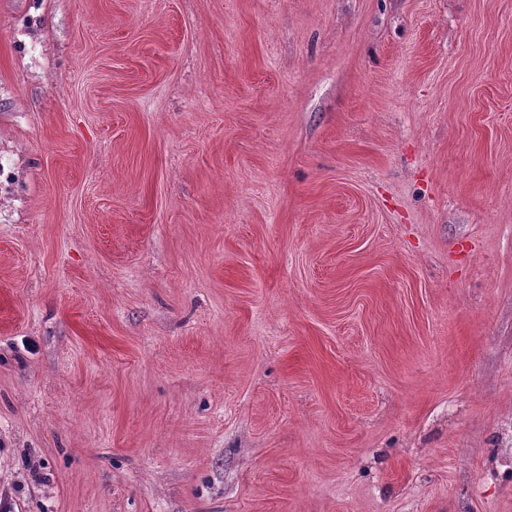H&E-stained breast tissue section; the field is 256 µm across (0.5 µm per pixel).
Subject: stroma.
<instances>
[{
  "label": "stroma",
  "mask_w": 512,
  "mask_h": 512,
  "mask_svg": "<svg viewBox=\"0 0 512 512\" xmlns=\"http://www.w3.org/2000/svg\"><path fill=\"white\" fill-rule=\"evenodd\" d=\"M512 0H0V512H512Z\"/></svg>",
  "instance_id": "1"
}]
</instances>
